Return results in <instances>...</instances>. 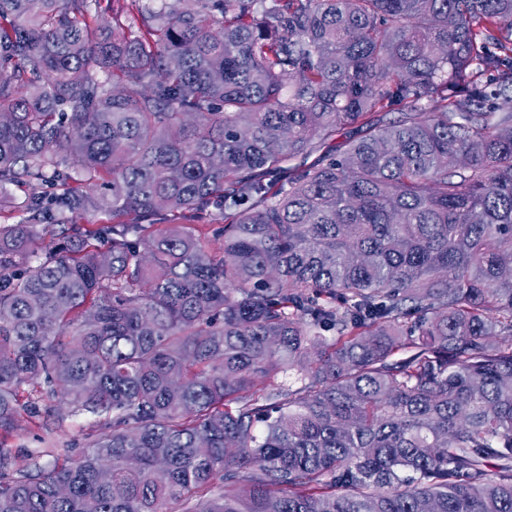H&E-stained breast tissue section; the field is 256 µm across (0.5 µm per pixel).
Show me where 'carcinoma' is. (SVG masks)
Instances as JSON below:
<instances>
[{
  "label": "carcinoma",
  "instance_id": "obj_1",
  "mask_svg": "<svg viewBox=\"0 0 512 512\" xmlns=\"http://www.w3.org/2000/svg\"><path fill=\"white\" fill-rule=\"evenodd\" d=\"M100 17L0 0V512H512V0ZM24 188L10 186L7 191L0 194V224H14L18 221L17 206L24 199ZM46 420L56 430L55 448H59L60 453L71 456H76L85 447L88 437L96 430L93 426V418L72 413L71 409ZM45 421L42 419L40 421L31 420L25 413H22L17 418L13 432L6 437L7 447L12 448L13 453L19 456L46 447V443L42 440L45 437L42 423Z\"/></svg>",
  "mask_w": 512,
  "mask_h": 512
}]
</instances>
